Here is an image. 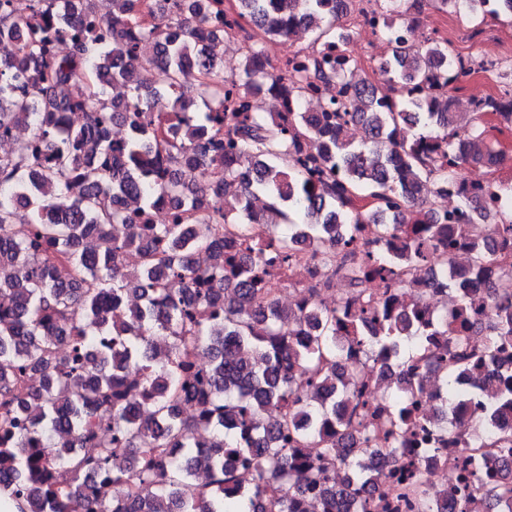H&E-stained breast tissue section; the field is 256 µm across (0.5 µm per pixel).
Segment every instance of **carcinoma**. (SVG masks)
<instances>
[{
	"label": "carcinoma",
	"instance_id": "carcinoma-1",
	"mask_svg": "<svg viewBox=\"0 0 512 512\" xmlns=\"http://www.w3.org/2000/svg\"><path fill=\"white\" fill-rule=\"evenodd\" d=\"M426 1L448 11V0L380 7L410 20ZM110 2L102 14L96 0H29L19 14L0 0V136L29 127L0 155V487L21 512H299L305 489L323 512H372L380 474L360 454L373 414L338 360L396 357L405 380L385 426L398 438L425 430L422 369L444 374L441 410L452 409L464 398L456 375L481 374L512 345V181L499 175L512 158L498 138L512 129V64L461 58L449 73L448 40L392 32L370 79L334 56L346 0H235L256 32L284 38L302 25L326 52L277 73L255 43L226 75L206 44L224 0L189 10L157 0L146 24L138 0ZM491 17L512 26V0ZM132 70L126 97H107ZM478 70L496 72L499 91L460 118L449 92ZM316 85L331 95L314 118L299 106ZM261 88L298 109L249 111ZM174 124L196 134L176 141ZM470 167L485 182L468 181ZM446 184L460 195L452 215L430 200ZM161 196L179 210L151 224ZM299 244L319 277H298ZM461 248L478 258L469 281L450 283L453 314L401 307L414 270ZM59 261L64 283L51 277ZM338 279L350 298L322 306ZM470 281L491 285L489 309ZM278 287L302 289L309 305L281 309ZM477 333L480 350L468 340ZM507 407L505 370L482 410L491 423ZM459 438L471 481L458 512H496L487 497L512 494V460L501 457L512 434L461 428ZM337 463L348 491L327 473ZM402 470L405 508L431 512L413 463ZM123 483L128 494L113 498Z\"/></svg>",
	"mask_w": 512,
	"mask_h": 512
}]
</instances>
